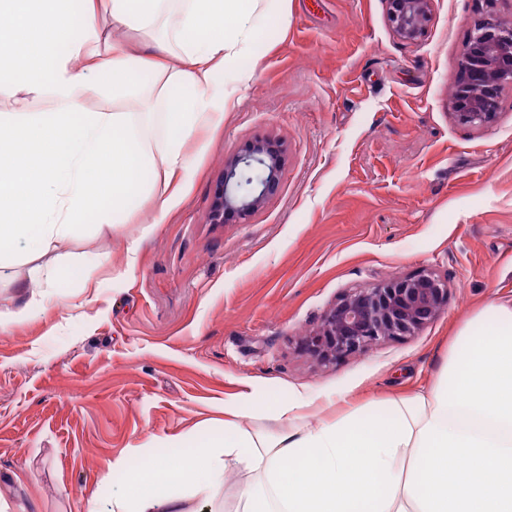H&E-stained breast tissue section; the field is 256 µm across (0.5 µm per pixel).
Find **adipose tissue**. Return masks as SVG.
Segmentation results:
<instances>
[{
    "label": "adipose tissue",
    "mask_w": 512,
    "mask_h": 512,
    "mask_svg": "<svg viewBox=\"0 0 512 512\" xmlns=\"http://www.w3.org/2000/svg\"><path fill=\"white\" fill-rule=\"evenodd\" d=\"M279 0H0V266L10 247L46 255L80 226L134 224L133 197L156 195L144 237L191 174L186 151L248 86L257 36ZM123 27L146 45L107 40ZM107 100L88 111V98ZM315 396L224 402L222 435L191 453L164 442L112 494L109 512L213 506L234 458L252 480L234 512H512V300L458 329L427 391L364 405L321 426ZM274 423L243 428L249 411Z\"/></svg>",
    "instance_id": "1"
}]
</instances>
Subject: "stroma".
<instances>
[{"label":"stroma","mask_w":512,"mask_h":512,"mask_svg":"<svg viewBox=\"0 0 512 512\" xmlns=\"http://www.w3.org/2000/svg\"><path fill=\"white\" fill-rule=\"evenodd\" d=\"M489 14L512 22V0H431L407 41L386 0H283L242 62L253 80L195 134L194 171L133 271L137 224L14 258L1 312L26 301L31 267L103 259L0 327V474L23 471L26 504L106 510L138 457L172 438L197 447L242 392L320 395L316 424L344 410L328 395L381 403L431 386L457 326L512 299V86L491 126L451 115L469 31ZM258 138L285 148L279 193L247 223H210L225 161ZM421 269L447 281L448 304L416 335L337 364L299 350L342 294Z\"/></svg>","instance_id":"35a3bbf8"}]
</instances>
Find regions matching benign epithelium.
Returning <instances> with one entry per match:
<instances>
[{"mask_svg": "<svg viewBox=\"0 0 512 512\" xmlns=\"http://www.w3.org/2000/svg\"><path fill=\"white\" fill-rule=\"evenodd\" d=\"M431 0H387L389 21L409 41L426 31ZM512 84V24L493 16L469 32L454 81V119L469 127L494 123L496 101ZM281 146L256 140L242 146L224 164L210 210L212 224L245 222L279 190ZM448 302V285L432 272L385 279L372 288L343 294L321 323L301 340V347L322 363H336L392 339L412 336L433 322Z\"/></svg>", "mask_w": 512, "mask_h": 512, "instance_id": "obj_1", "label": "benign epithelium"}]
</instances>
